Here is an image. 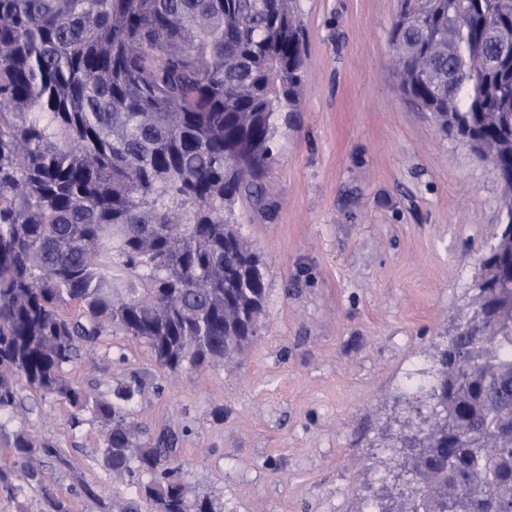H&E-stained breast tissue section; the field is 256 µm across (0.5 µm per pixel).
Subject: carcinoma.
<instances>
[{"mask_svg": "<svg viewBox=\"0 0 512 512\" xmlns=\"http://www.w3.org/2000/svg\"><path fill=\"white\" fill-rule=\"evenodd\" d=\"M430 24L396 22L399 77L443 128L466 113L491 147L483 159L512 193V0H428ZM294 0H0V406L21 381L106 429L120 476H153L152 512H214L189 502L170 449L149 447L114 399L90 401L65 377L78 343L115 329L176 369L238 354L258 331L263 263L229 219L297 111L303 43ZM432 388L455 418L437 423L404 493L420 512L497 490L512 477V288ZM21 475L37 484L36 444L16 436ZM468 460L467 488L441 468Z\"/></svg>", "mask_w": 512, "mask_h": 512, "instance_id": "1", "label": "carcinoma"}]
</instances>
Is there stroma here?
Segmentation results:
<instances>
[{
  "instance_id": "obj_1",
  "label": "stroma",
  "mask_w": 512,
  "mask_h": 512,
  "mask_svg": "<svg viewBox=\"0 0 512 512\" xmlns=\"http://www.w3.org/2000/svg\"><path fill=\"white\" fill-rule=\"evenodd\" d=\"M398 0H296L300 109L234 217L265 265L259 330L242 355L173 372L107 333L79 346L68 380L125 408L145 438L174 436L175 477L215 512H362L382 486L404 500L390 449L415 429L437 359L471 301L503 220L488 162L403 94L389 41ZM421 365L417 394L406 370ZM33 433L49 492L24 485L10 448ZM88 411L18 386L0 408V512H148L144 477L118 481Z\"/></svg>"
}]
</instances>
